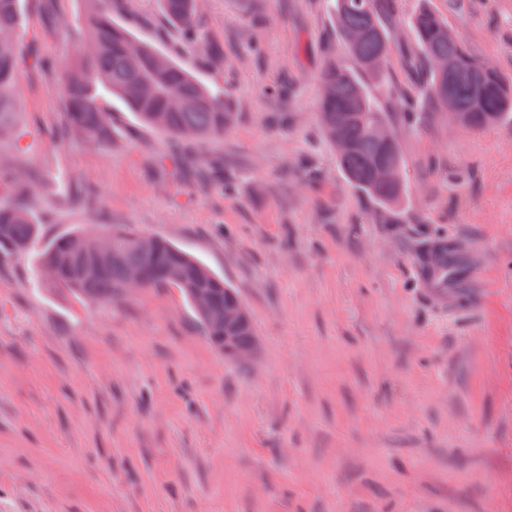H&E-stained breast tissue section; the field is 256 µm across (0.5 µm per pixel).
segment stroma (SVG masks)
I'll use <instances>...</instances> for the list:
<instances>
[{
    "instance_id": "1",
    "label": "stroma",
    "mask_w": 512,
    "mask_h": 512,
    "mask_svg": "<svg viewBox=\"0 0 512 512\" xmlns=\"http://www.w3.org/2000/svg\"><path fill=\"white\" fill-rule=\"evenodd\" d=\"M512 74V0H431ZM212 65L158 0L119 17L208 84L236 120L170 158L120 102L106 145L64 128L79 0H25L18 171L41 238L106 225L165 237L237 289L256 330L215 351L181 293L101 306L46 288L34 253L0 267V512H512V122L425 112L400 135L397 222L356 194L318 119L338 47L324 0H201ZM291 84L292 98L267 96ZM476 286L426 292L425 241Z\"/></svg>"
}]
</instances>
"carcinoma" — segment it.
Segmentation results:
<instances>
[{
  "mask_svg": "<svg viewBox=\"0 0 512 512\" xmlns=\"http://www.w3.org/2000/svg\"><path fill=\"white\" fill-rule=\"evenodd\" d=\"M129 0H81L86 37L69 62L64 79L66 130L85 140L105 144L112 138L108 98L120 100L147 128L174 141H209L224 136L235 120L224 88L211 86L185 69L174 56L136 37L116 18V7ZM163 15L191 45L203 38L196 0H159ZM330 24L342 43V53L328 56L320 73L321 131L330 145L336 140V164L347 184L374 202L385 215L403 207L407 189L399 138L379 139L375 130L388 124L384 107L371 94L366 79H389V56L396 47L408 68L421 72L410 88H390L413 127L421 103H432L459 125L483 129L512 120V75H506L468 50L448 20L418 0L403 16L401 0H330ZM24 20L23 0H0V146L24 151L15 98L20 70L19 37ZM363 33L351 42L348 34ZM147 82L148 94L140 89ZM379 169L394 179L379 181ZM14 163L0 166V267L30 252L41 236L40 221L31 209L27 186L11 176ZM148 241L144 252L142 241ZM39 270L50 268L46 285L98 305L122 299L126 275L136 269L143 289L175 288L194 306L193 291L206 290L212 307L222 311L241 302L236 291L204 263L158 235L124 228L75 231L56 237L37 252ZM203 335L220 352L224 335L236 344L255 341L252 320L224 331V323L194 310Z\"/></svg>",
  "mask_w": 512,
  "mask_h": 512,
  "instance_id": "obj_1",
  "label": "carcinoma"
}]
</instances>
